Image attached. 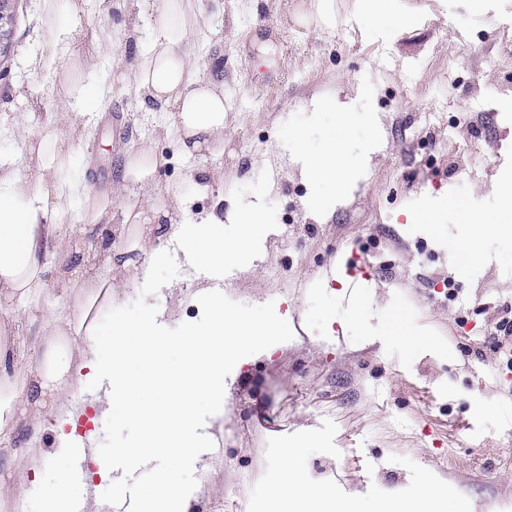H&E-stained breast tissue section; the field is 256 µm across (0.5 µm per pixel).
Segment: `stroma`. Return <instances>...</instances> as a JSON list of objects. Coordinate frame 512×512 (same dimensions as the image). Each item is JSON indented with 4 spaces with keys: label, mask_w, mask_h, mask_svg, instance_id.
I'll return each instance as SVG.
<instances>
[{
    "label": "stroma",
    "mask_w": 512,
    "mask_h": 512,
    "mask_svg": "<svg viewBox=\"0 0 512 512\" xmlns=\"http://www.w3.org/2000/svg\"><path fill=\"white\" fill-rule=\"evenodd\" d=\"M110 11L89 10L106 55L88 88L103 87L100 111L67 94L51 77L56 64L21 55L41 39L44 0H10L14 16L7 58H0V162L32 164L13 124L39 133L52 112L82 113L76 160L94 184L113 186L114 248H130L133 265H150L156 227L126 222L149 195L170 186L190 199L185 212L224 209L264 198L271 223L249 268L225 287L226 309L275 323L264 346H242L224 360L221 419L198 412L204 435L182 481L195 512H280L272 497L277 463L292 464L326 500L383 512L392 500L414 508L431 476L462 512H512V360L493 350L495 323L512 310V235L487 236L475 253L459 251L461 214L496 209L492 182L512 179V0H400L414 17L407 29L355 20L354 0H190L198 17L193 61L224 85V149L186 153L165 114L128 93L133 66L156 35L155 0ZM366 85L363 110L379 113L384 139L372 176L335 209L311 211L285 143L290 126L320 142L339 124L334 114L310 124L312 102L344 101ZM163 155L154 186L122 184L118 170L131 145ZM448 207L435 231L407 223L431 195ZM373 286L358 296L336 281L337 265L354 276L362 262ZM137 298L121 312H153L161 332L178 336L202 321L204 304L182 293L184 275L167 261L151 265ZM456 294H449V283ZM423 328L429 344L411 348L397 336ZM79 432H93L99 456L133 491L148 488L145 469L124 474L117 449L139 437L136 424L86 407ZM208 472H201L202 460Z\"/></svg>",
    "instance_id": "35a3bbf8"
}]
</instances>
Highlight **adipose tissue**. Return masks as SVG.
<instances>
[{
  "label": "adipose tissue",
  "instance_id": "adipose-tissue-1",
  "mask_svg": "<svg viewBox=\"0 0 512 512\" xmlns=\"http://www.w3.org/2000/svg\"><path fill=\"white\" fill-rule=\"evenodd\" d=\"M195 31L186 18L185 0H161L158 36L136 69L133 90L161 104L190 151L198 152L210 149L213 137L224 130V88L201 77L184 51ZM327 112L340 115V131L316 145L301 132L291 136L300 176L309 187L308 205L316 211L332 208L368 176V156L351 161L344 151L343 130L359 118L355 102H318L312 121ZM17 134L35 155L36 168L23 174L0 164V289L6 299L26 306L58 285L84 299L74 318L56 309L47 310L38 321L16 318L13 342L0 345V440L25 448L28 458V471L17 476V484L25 486L28 475H39L48 466L51 457L43 449L47 435H54L63 448L92 443V435L75 430L84 413L76 400L92 387L105 411H118L122 419L146 425L138 444L128 450L139 467L150 469L154 476L137 512H194L195 498L180 480V467L186 456L198 452L203 440L196 411L201 403L213 404L222 396L212 377L223 368L225 352L260 344L275 326L224 310L218 294L210 291L205 321L185 325L172 339H160L148 319L115 321L113 350L104 355L98 318L111 312L120 291L111 280L93 273L114 261L111 247L95 239L94 232L96 219L112 196L95 191L84 166L72 159L81 139L78 117L55 113L41 137L22 128ZM492 191L499 200L497 210L463 214L468 229L459 240L462 251L474 252L484 235L512 231V182L495 183ZM76 201L83 205L80 223H60V216ZM268 222L260 199L226 217L213 213L189 217L163 227L151 260L166 261L168 246L174 243L190 271L248 264ZM228 223L235 226L230 237L224 234ZM76 239L81 242L77 251L72 248ZM79 336L84 342L81 362L75 366L70 354ZM23 348L35 354L34 374L17 367ZM147 381L155 389L150 402L141 393ZM22 402L47 409L49 424L22 422L18 416ZM272 492L284 512H293L301 500L325 494L323 488L302 482L286 460L279 464Z\"/></svg>",
  "mask_w": 512,
  "mask_h": 512
}]
</instances>
